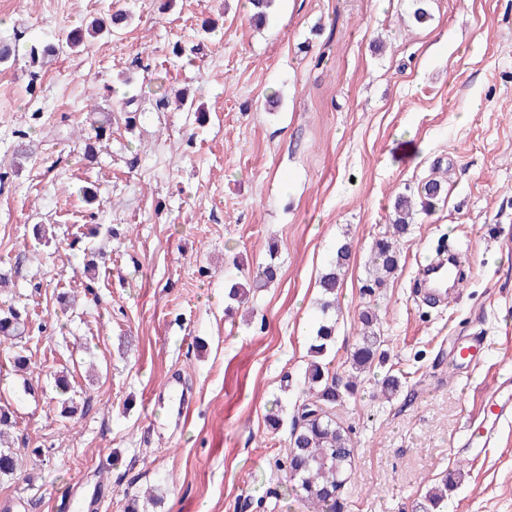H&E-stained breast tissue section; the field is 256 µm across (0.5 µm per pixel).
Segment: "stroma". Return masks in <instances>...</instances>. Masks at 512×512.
I'll return each instance as SVG.
<instances>
[{
  "mask_svg": "<svg viewBox=\"0 0 512 512\" xmlns=\"http://www.w3.org/2000/svg\"><path fill=\"white\" fill-rule=\"evenodd\" d=\"M164 1L0 0V44L19 49L0 64V309L27 311L30 359L20 376L0 346L23 461L0 478V504L124 512L151 487L142 512H308L290 433L309 397L319 280L347 243L329 371L348 377L367 307L381 355L334 409L354 446L339 512H422L442 483L444 512H512V418L490 446L467 444L512 378V0H427L423 24L415 0H274L259 27L248 0ZM118 9L128 26L31 70L33 41ZM164 90L204 116L158 108ZM96 126L89 159L81 136ZM439 170L446 200L370 287L395 196ZM447 239L472 246L477 270L436 306L415 281ZM271 261L278 280L255 287ZM234 283L243 305L225 294ZM474 332L490 353L451 366L449 337ZM172 376L190 420L168 415ZM387 376L400 382L388 398Z\"/></svg>",
  "mask_w": 512,
  "mask_h": 512,
  "instance_id": "35a3bbf8",
  "label": "stroma"
}]
</instances>
